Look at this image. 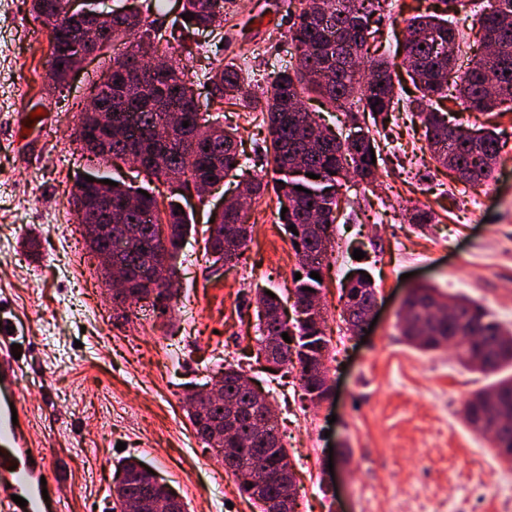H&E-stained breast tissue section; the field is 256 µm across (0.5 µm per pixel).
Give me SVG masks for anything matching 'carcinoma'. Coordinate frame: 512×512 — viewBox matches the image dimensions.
Instances as JSON below:
<instances>
[{"mask_svg": "<svg viewBox=\"0 0 512 512\" xmlns=\"http://www.w3.org/2000/svg\"><path fill=\"white\" fill-rule=\"evenodd\" d=\"M145 10L133 14L112 12V41L133 39L131 49L118 54L110 66L93 83L99 92L108 89L120 95L123 106L112 113V158L127 153L138 157L146 173L156 178L180 177L174 191L183 197L191 183L216 185L232 168L241 166L242 153L236 134L226 129L210 114V103L224 104L235 100L264 113L270 137L274 172L272 189L279 207L287 208L284 226L288 239L297 243L298 257L294 281L295 295H309L305 288L321 293L322 283L310 277L322 273V265L331 247L330 229L335 222L338 190L342 180L353 174L361 180L374 178L381 160L380 145L366 126L365 117L386 122L389 114L401 104L395 91L391 64L384 59L368 57L370 46L362 31H380L387 0H320L311 10L297 8L291 29L298 49V63L269 75V89L262 95L252 91L249 76L236 65L229 64L207 78L210 90L201 94L192 80L178 70L173 55L177 49L190 50L195 32L215 26L224 14V0H184L182 12L193 19L178 18L167 27L155 26L150 15L157 10L156 0H144ZM69 0H30L36 17L66 12ZM483 52L469 63L461 77L458 99L465 110L491 111L506 102L512 103V0H487L477 20ZM409 56L406 67L415 94L408 96L404 110L420 117L426 129L430 158L448 167L457 179L470 187L482 186L493 172V164L502 149L498 136L487 132L478 136L460 125H449L445 114L432 107L434 98L443 97L448 76L460 52L459 29L455 22L441 15H421L406 21ZM92 23L72 21L67 31L71 39H87L93 35ZM49 66L57 83L65 81L68 45L63 40L49 41ZM141 54L163 59V66L146 76H138L135 61ZM314 92L334 109L350 119L348 131L338 135L321 124L319 117L301 107L303 95ZM206 98L207 110L200 111L199 98ZM177 114V124L170 127L168 137L157 134L170 114ZM188 126H183V122ZM95 123L94 116L80 112L74 142L86 149L84 130ZM210 126L202 140L196 139L200 125ZM314 173L312 179L307 174ZM303 190L298 191L296 187ZM310 193H305V190ZM87 196L85 213L76 215L78 223L97 221L93 200L99 195L112 196V217L126 226L134 239L132 249L113 253L116 264L126 269L132 295L155 294L173 299L166 282L173 280L176 268L167 276L158 275L166 257L181 251L188 234L190 219L184 210L176 209L171 200L160 207L155 195L148 197L138 189L103 184L86 187L83 178L75 180L71 197ZM136 200L130 204V200ZM172 226L170 238L163 242L155 225ZM246 211L231 197L224 199V211L209 227L206 249L223 251L224 258L237 260L247 245ZM294 230H289V226ZM362 295L352 311L357 322L366 305L376 296L374 284L363 275L351 284ZM280 301L266 295L260 299L257 318L261 328L260 344L269 336L288 333L291 342H279L281 356L290 359L301 355V349L325 341V332L310 323L283 325L271 313ZM402 336L422 351L443 348V341L455 340L460 362L468 369L486 375H497L512 367V329L503 328L491 319L478 303L460 296L444 295L436 288L420 285L412 289L402 313ZM224 390L236 399L235 411H218L211 405L202 410L189 409V418L197 435L208 441L214 430L224 424L231 432L223 445L235 447V439L244 448H261L265 441L252 437L251 419L262 416V407L253 403L249 394L236 384V373L227 366ZM506 416L512 420V376L501 377L491 385L474 391L465 405L467 424L475 430ZM497 457L512 463V429L493 439Z\"/></svg>", "mask_w": 512, "mask_h": 512, "instance_id": "1", "label": "carcinoma"}]
</instances>
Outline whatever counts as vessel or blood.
I'll return each instance as SVG.
<instances>
[{
    "mask_svg": "<svg viewBox=\"0 0 512 512\" xmlns=\"http://www.w3.org/2000/svg\"><path fill=\"white\" fill-rule=\"evenodd\" d=\"M19 364L0 357V512H60L55 499H44L41 480L51 474L46 454L29 440V416L17 408ZM25 506H18L17 498Z\"/></svg>",
    "mask_w": 512,
    "mask_h": 512,
    "instance_id": "1",
    "label": "vessel or blood"
}]
</instances>
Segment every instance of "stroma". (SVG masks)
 Segmentation results:
<instances>
[{
  "label": "stroma",
  "mask_w": 512,
  "mask_h": 512,
  "mask_svg": "<svg viewBox=\"0 0 512 512\" xmlns=\"http://www.w3.org/2000/svg\"><path fill=\"white\" fill-rule=\"evenodd\" d=\"M289 2L225 0L221 23L196 32L181 66L201 83L233 62L261 82L296 64ZM397 2L382 49L399 64L406 18L440 2ZM116 53L102 50L63 90L46 94L45 28L28 0H0V340L20 347V401L35 446L51 457L64 512H104L116 469L128 457L170 484L189 512H257L197 436L184 403L188 388L229 363L270 395L301 483L298 512H512V465L463 419L466 399L489 377L466 370L451 350L412 347L398 326L406 290L418 285L464 295L512 325V112L459 113L454 102L438 104L504 143L492 179L476 188L430 161L409 113H394L380 130L385 161L373 180L349 177L332 226L321 298L334 396L313 407L297 365L269 375L255 355L258 292L292 294L298 265L274 193L252 204L238 263L217 268L205 250L209 218L225 195L241 191L255 171L274 177L264 159L262 113L224 107V124L241 132L246 166L229 172L207 201L182 200L192 227L177 259L170 310L133 304L114 311L97 259L73 246L82 235L70 204L77 176L93 172L148 186L161 199L171 190L122 163L89 162L71 142L92 81ZM416 206L432 210L434 223H411ZM357 249L362 259H353ZM359 266L380 299L378 319L361 340L346 331L340 302L343 281ZM120 442L125 450H117Z\"/></svg>",
  "instance_id": "35a3bbf8"
}]
</instances>
